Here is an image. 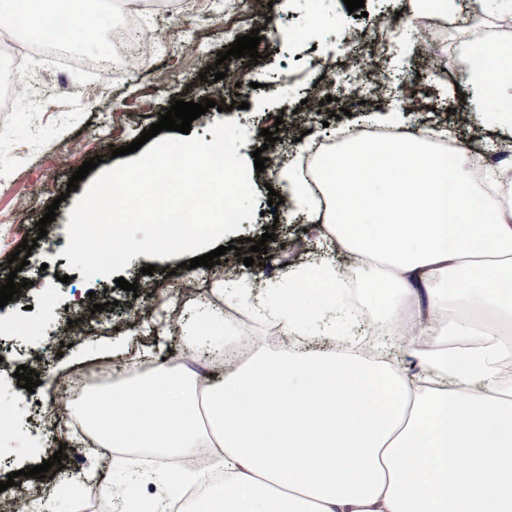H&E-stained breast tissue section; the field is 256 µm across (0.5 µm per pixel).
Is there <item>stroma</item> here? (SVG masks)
<instances>
[{
  "label": "stroma",
  "instance_id": "35a3bbf8",
  "mask_svg": "<svg viewBox=\"0 0 512 512\" xmlns=\"http://www.w3.org/2000/svg\"><path fill=\"white\" fill-rule=\"evenodd\" d=\"M364 10V17L357 18L349 14L343 0H273L267 17L240 23L239 35L256 28L263 34L260 66L251 74L257 87L246 94L248 106L244 109L232 107L236 91L227 89L220 108L209 109L192 122V134L203 137L215 122L237 121L248 132L238 154L251 158L265 142L261 129H273L281 113L301 110L309 88L322 83L331 68L339 67L346 31L369 35L376 22L402 28L410 19L398 0H365ZM79 19L83 26L98 31V39L68 47L71 62L66 66H49L43 57H36L35 72L15 76L20 83L35 82L36 110L0 112V167L7 171L0 177V286L13 272L8 262L11 252L23 240L35 243L27 266L17 272L19 278L28 279V287L0 309V395L18 401L16 413L0 422V481L11 472L19 474L16 487L0 492V504L8 502L17 487L36 488L35 479L21 476V469L41 464L74 438L71 406L60 407L54 401L59 380L98 360L119 362L133 357L138 348L151 344L149 328L156 317L169 316L179 306L171 295L175 279L191 275L198 283L196 297L182 305L186 317L214 310L220 323L235 333L248 334L257 348L268 344L272 329L269 319L251 316L243 307L225 305L223 296L215 293L216 284L224 278L220 266L188 270L184 253L166 258L139 255L122 270V277L131 283L141 284L149 278L156 281L148 296L121 290L111 277L84 281L80 270L69 269V260L62 254L68 244L69 212L84 195L89 179L114 167L112 147L130 144L143 129L159 121L175 100L199 102L210 96L213 80L203 72L214 65L218 52L229 47L223 27L210 20L185 10L168 18L150 12L142 29L154 44L153 68L173 74L168 86H155L151 73L132 75L118 83L108 75L92 79L78 60L116 57L112 43L116 18L86 2L79 8ZM460 33L458 18L438 20L436 36L446 69L437 74L419 58L414 41L402 39L392 44L391 95L380 106L364 104L352 115L337 119L321 112V135L332 137L337 128L369 121L382 130H444L455 145L469 149L478 140L512 149L511 131L482 125L471 110ZM409 97L416 99L418 111H405L403 102ZM97 155L102 158L99 167L90 171L88 180L79 182L76 191H68L73 172ZM277 180V175L264 171L252 173L257 214L242 221L239 231L219 240L225 247L236 239L257 240L266 226H274L275 239L268 242L261 264L248 269L252 280L263 285L280 281L288 265L311 259L319 237L315 226L285 222L287 204L269 207L267 187ZM54 202L59 205L57 216L47 225L46 236H39L36 224ZM148 265L155 268L149 278L141 273ZM65 275L70 278L66 284L61 281ZM92 295L113 302L114 310L100 318L88 335L63 343L69 312L82 307ZM37 359L43 362L40 385L32 392L18 387L16 368ZM14 426L39 437L38 447H12L6 431Z\"/></svg>",
  "mask_w": 512,
  "mask_h": 512
}]
</instances>
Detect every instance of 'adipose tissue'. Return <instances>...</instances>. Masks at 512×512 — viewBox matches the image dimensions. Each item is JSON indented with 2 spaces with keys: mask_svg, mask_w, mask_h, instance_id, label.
Wrapping results in <instances>:
<instances>
[{
  "mask_svg": "<svg viewBox=\"0 0 512 512\" xmlns=\"http://www.w3.org/2000/svg\"><path fill=\"white\" fill-rule=\"evenodd\" d=\"M471 103L512 128V64L503 43L474 30ZM340 151L316 182L298 165L279 180L292 216L334 206L322 238L358 258L347 271L317 260L253 297L249 277L224 300L254 299L285 344L251 352L215 386L176 371L102 396L123 427L100 428L110 448L194 456L219 449L223 486L183 472L219 512H512V185L497 172L475 184L464 151L447 156L431 132L383 141L340 129ZM376 321L440 312L419 338L376 339L389 363L355 353L353 299ZM425 365L409 377L399 359ZM235 407L225 420L222 404ZM291 466H283V457Z\"/></svg>",
  "mask_w": 512,
  "mask_h": 512,
  "instance_id": "adipose-tissue-1",
  "label": "adipose tissue"
}]
</instances>
